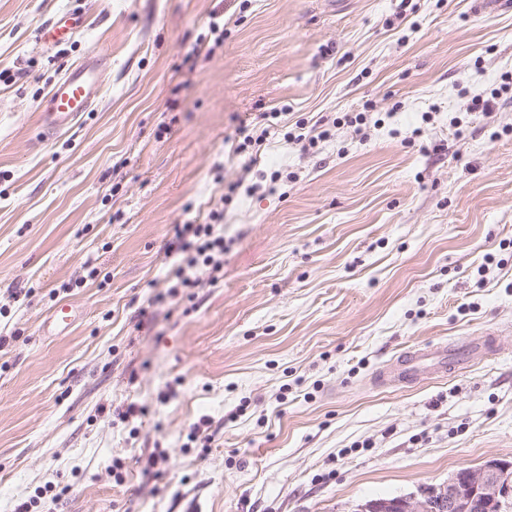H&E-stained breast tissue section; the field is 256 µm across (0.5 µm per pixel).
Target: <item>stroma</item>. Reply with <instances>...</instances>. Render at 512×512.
Listing matches in <instances>:
<instances>
[{"mask_svg":"<svg viewBox=\"0 0 512 512\" xmlns=\"http://www.w3.org/2000/svg\"><path fill=\"white\" fill-rule=\"evenodd\" d=\"M416 4L0 0V512H356L512 464V0ZM64 8L83 27L41 51ZM92 49L95 109L41 139ZM367 101L362 130L281 138ZM271 112L249 165L239 130ZM275 171L224 205L218 278L175 304V227ZM63 303L73 325L45 333ZM487 332L497 352L459 372L374 380ZM132 402L145 415L123 419ZM321 122H323V120L320 121L318 126L314 127V129L306 134L301 131L306 128L304 121H296L292 129L288 127V131L284 134L283 139L292 147H299L304 151L313 149L320 141L332 135L331 128L328 127L330 126L329 122Z\"/></svg>","mask_w":512,"mask_h":512,"instance_id":"obj_1","label":"stroma"}]
</instances>
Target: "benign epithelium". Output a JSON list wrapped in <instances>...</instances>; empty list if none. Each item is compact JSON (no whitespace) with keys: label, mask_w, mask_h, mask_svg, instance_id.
<instances>
[{"label":"benign epithelium","mask_w":512,"mask_h":512,"mask_svg":"<svg viewBox=\"0 0 512 512\" xmlns=\"http://www.w3.org/2000/svg\"><path fill=\"white\" fill-rule=\"evenodd\" d=\"M509 466L490 460L476 469L466 470L472 493L465 494L458 485L457 475L439 486H422L410 496L393 502L369 501L358 506V512H428L424 499L432 498L444 512H478L486 503L502 502L509 493L512 476Z\"/></svg>","instance_id":"1"}]
</instances>
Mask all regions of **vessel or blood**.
<instances>
[{
    "instance_id": "1",
    "label": "vessel or blood",
    "mask_w": 512,
    "mask_h": 512,
    "mask_svg": "<svg viewBox=\"0 0 512 512\" xmlns=\"http://www.w3.org/2000/svg\"><path fill=\"white\" fill-rule=\"evenodd\" d=\"M81 23L80 16L72 10H63L44 25L41 31L43 44L58 46L70 41ZM108 66L99 51L93 50L60 77L51 89L41 116L44 137L68 129L99 99L103 75ZM494 338H486L479 346L463 344L413 348L405 352L393 367L381 370L376 381L380 384L409 385L423 379L427 370L446 373L468 362L475 354L496 352Z\"/></svg>"
}]
</instances>
